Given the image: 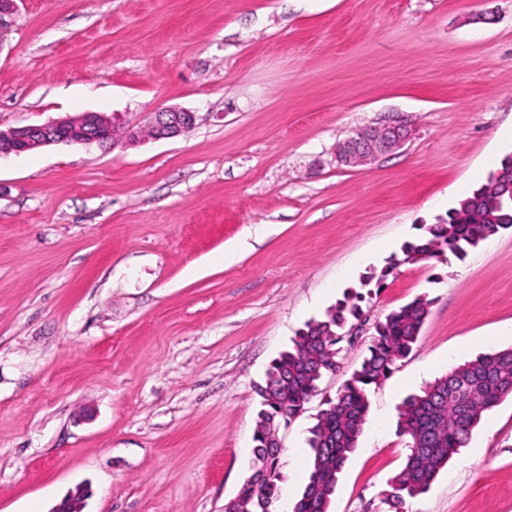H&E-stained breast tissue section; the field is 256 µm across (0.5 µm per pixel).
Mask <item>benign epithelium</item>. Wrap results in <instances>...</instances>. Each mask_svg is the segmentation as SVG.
Returning a JSON list of instances; mask_svg holds the SVG:
<instances>
[{"instance_id":"7a95c632","label":"benign epithelium","mask_w":512,"mask_h":512,"mask_svg":"<svg viewBox=\"0 0 512 512\" xmlns=\"http://www.w3.org/2000/svg\"><path fill=\"white\" fill-rule=\"evenodd\" d=\"M22 0H0V29L10 25ZM194 113L177 107H160L148 124L138 130L120 125L103 113L86 112L74 118L0 129V156L20 155L53 144H116L134 142L144 136L154 139L174 138L189 129ZM411 120L398 115L383 126L355 133L338 143L336 159L345 165H360L378 159L404 145L410 135ZM86 494L78 491L57 504L52 512H83Z\"/></svg>"}]
</instances>
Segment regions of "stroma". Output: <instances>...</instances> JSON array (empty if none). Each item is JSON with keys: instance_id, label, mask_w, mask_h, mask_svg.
Wrapping results in <instances>:
<instances>
[{"instance_id": "obj_1", "label": "stroma", "mask_w": 512, "mask_h": 512, "mask_svg": "<svg viewBox=\"0 0 512 512\" xmlns=\"http://www.w3.org/2000/svg\"><path fill=\"white\" fill-rule=\"evenodd\" d=\"M184 135L0 157V512H224L249 473L255 386L322 316L484 183L512 141V0H25L0 31V128L84 112ZM396 114L398 150L358 167L338 142ZM271 234L232 265L246 227ZM432 301L381 386L330 512H388L408 450L397 408L512 346V230L405 264L370 301ZM281 429V497L307 430L358 367ZM404 512H512V400Z\"/></svg>"}]
</instances>
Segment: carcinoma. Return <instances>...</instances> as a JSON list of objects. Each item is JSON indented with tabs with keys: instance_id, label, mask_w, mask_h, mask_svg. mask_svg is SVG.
<instances>
[{
	"instance_id": "obj_1",
	"label": "carcinoma",
	"mask_w": 512,
	"mask_h": 512,
	"mask_svg": "<svg viewBox=\"0 0 512 512\" xmlns=\"http://www.w3.org/2000/svg\"><path fill=\"white\" fill-rule=\"evenodd\" d=\"M512 229V154L489 174L485 183L458 200L425 235L406 242L379 270L360 278L359 289L324 316L307 321L295 332L292 347L273 361L263 384L253 441L254 461L236 501L225 512H272L280 498V451L270 447L275 428L299 416L320 392L328 375L343 369L342 343L349 332L369 322L361 302L381 288L399 266L440 259H458L481 243ZM431 300L417 297L371 323L367 353L336 393L325 402L309 429L310 473L291 512H329L331 497L365 424L367 392L382 384L413 351L429 314ZM512 397V348L482 354L451 368L408 396L399 408L398 431L407 437L409 453L402 470L388 483L384 503L390 512H403L406 499L426 493L436 475L465 447L482 419Z\"/></svg>"
}]
</instances>
